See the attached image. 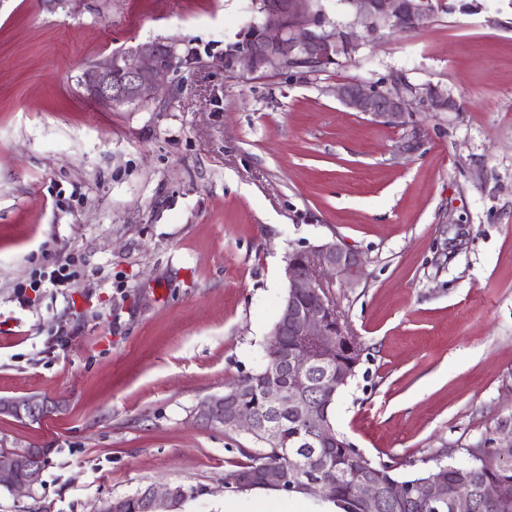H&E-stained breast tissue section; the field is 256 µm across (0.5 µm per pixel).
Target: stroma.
Here are the masks:
<instances>
[{
  "label": "stroma",
  "mask_w": 512,
  "mask_h": 512,
  "mask_svg": "<svg viewBox=\"0 0 512 512\" xmlns=\"http://www.w3.org/2000/svg\"><path fill=\"white\" fill-rule=\"evenodd\" d=\"M254 0H0V396L65 399L0 446L51 449L0 512H95L148 485L204 487L179 512H251L224 473L247 435L195 419L250 371L288 252L336 241L364 276L334 288L365 352L335 426L407 477L512 430V0H441L423 30L362 41L310 77L226 74ZM192 64L110 110L78 82L146 41ZM457 109L405 132L330 89L394 76ZM69 262L68 287L17 286Z\"/></svg>",
  "instance_id": "obj_1"
}]
</instances>
